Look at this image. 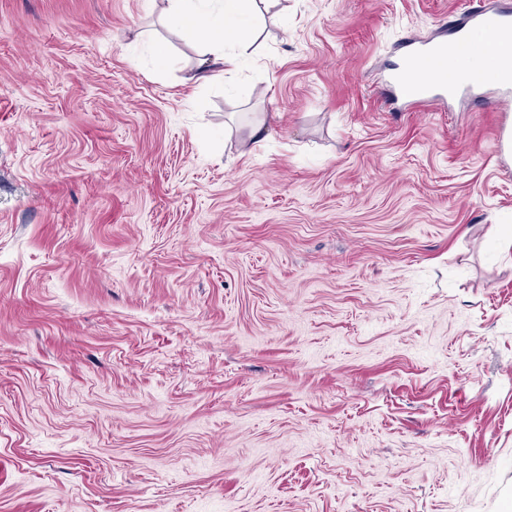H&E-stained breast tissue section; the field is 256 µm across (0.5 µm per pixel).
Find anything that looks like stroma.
Returning a JSON list of instances; mask_svg holds the SVG:
<instances>
[{"label":"stroma","instance_id":"stroma-1","mask_svg":"<svg viewBox=\"0 0 512 512\" xmlns=\"http://www.w3.org/2000/svg\"><path fill=\"white\" fill-rule=\"evenodd\" d=\"M471 2L281 0L201 82L166 0H0V512H512L500 115L386 84Z\"/></svg>","mask_w":512,"mask_h":512}]
</instances>
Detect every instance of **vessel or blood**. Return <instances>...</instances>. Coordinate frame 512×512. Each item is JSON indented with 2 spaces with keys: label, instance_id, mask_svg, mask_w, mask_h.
Returning <instances> with one entry per match:
<instances>
[{
  "label": "vessel or blood",
  "instance_id": "vessel-or-blood-1",
  "mask_svg": "<svg viewBox=\"0 0 512 512\" xmlns=\"http://www.w3.org/2000/svg\"><path fill=\"white\" fill-rule=\"evenodd\" d=\"M448 29L442 39L408 42L390 80L400 97L414 106L473 97L494 84V105L502 115L497 152L507 157L512 153V51L501 43L512 38V10L474 7L464 22L449 23ZM479 32L497 36V43L477 48L473 37Z\"/></svg>",
  "mask_w": 512,
  "mask_h": 512
}]
</instances>
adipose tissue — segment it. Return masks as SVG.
Masks as SVG:
<instances>
[{"label": "adipose tissue", "instance_id": "ef3b65f1", "mask_svg": "<svg viewBox=\"0 0 512 512\" xmlns=\"http://www.w3.org/2000/svg\"><path fill=\"white\" fill-rule=\"evenodd\" d=\"M256 4L257 0H168L167 18L185 37H193L197 27H206L204 36L193 37L194 43L209 80H220L237 67L238 58L227 47L242 42L240 23L255 20Z\"/></svg>", "mask_w": 512, "mask_h": 512}]
</instances>
